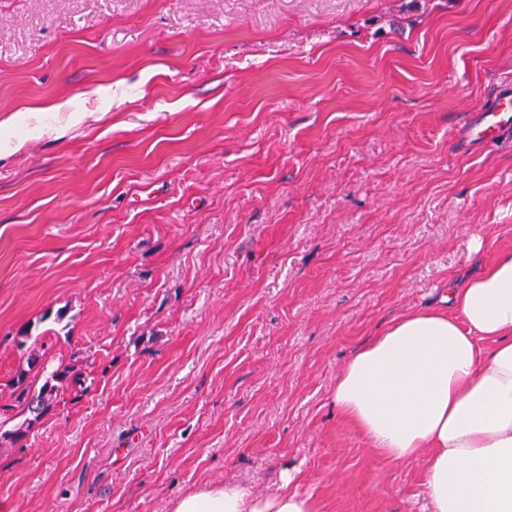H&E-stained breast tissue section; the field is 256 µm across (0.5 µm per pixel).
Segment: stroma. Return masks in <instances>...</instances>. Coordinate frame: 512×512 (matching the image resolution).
Returning a JSON list of instances; mask_svg holds the SVG:
<instances>
[{
  "mask_svg": "<svg viewBox=\"0 0 512 512\" xmlns=\"http://www.w3.org/2000/svg\"><path fill=\"white\" fill-rule=\"evenodd\" d=\"M510 87L512 0H0V429L21 333L86 378L0 442V512H429L332 391L512 251V130L463 135ZM170 512H319L309 497L284 491L256 499L235 484H213L178 498Z\"/></svg>",
  "mask_w": 512,
  "mask_h": 512,
  "instance_id": "obj_1",
  "label": "stroma"
}]
</instances>
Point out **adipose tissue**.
Segmentation results:
<instances>
[{
    "label": "adipose tissue",
    "instance_id": "ef3b65f1",
    "mask_svg": "<svg viewBox=\"0 0 512 512\" xmlns=\"http://www.w3.org/2000/svg\"><path fill=\"white\" fill-rule=\"evenodd\" d=\"M333 399L391 461L427 451L430 512H512V252L450 286L447 310L408 312L372 337L346 364ZM170 512L318 509L297 493L256 499L213 484Z\"/></svg>",
    "mask_w": 512,
    "mask_h": 512
}]
</instances>
